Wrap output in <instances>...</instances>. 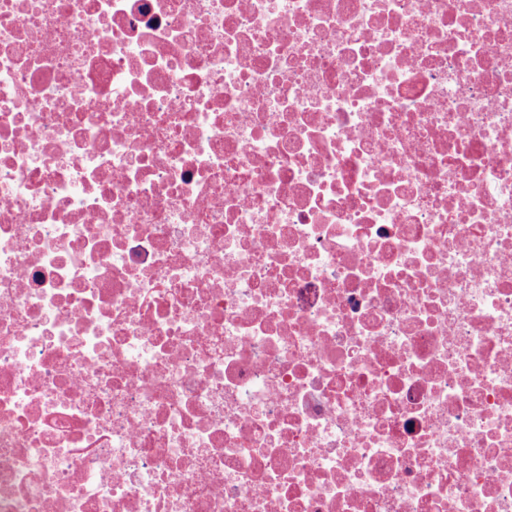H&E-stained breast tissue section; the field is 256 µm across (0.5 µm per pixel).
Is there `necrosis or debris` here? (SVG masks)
I'll return each instance as SVG.
<instances>
[{
	"instance_id": "necrosis-or-debris-1",
	"label": "necrosis or debris",
	"mask_w": 512,
	"mask_h": 512,
	"mask_svg": "<svg viewBox=\"0 0 512 512\" xmlns=\"http://www.w3.org/2000/svg\"><path fill=\"white\" fill-rule=\"evenodd\" d=\"M0 512H512V0H0Z\"/></svg>"
}]
</instances>
